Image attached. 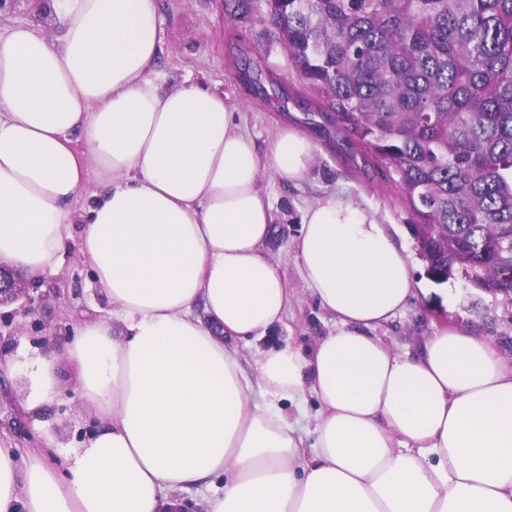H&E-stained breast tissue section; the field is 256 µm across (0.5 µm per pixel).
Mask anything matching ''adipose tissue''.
Returning <instances> with one entry per match:
<instances>
[{"mask_svg":"<svg viewBox=\"0 0 512 512\" xmlns=\"http://www.w3.org/2000/svg\"><path fill=\"white\" fill-rule=\"evenodd\" d=\"M50 7L52 31H0V261L35 282L79 236L112 314L66 350L98 429L64 473L0 442V512H179L175 492L217 477L206 512H512V367L448 325L413 355L375 335L417 287L377 211L333 194L305 208L296 257L338 327L245 370L240 344L292 295L262 251V176L304 180L316 137L283 125L262 147L223 94L167 88L158 0ZM93 169L101 188L76 213ZM310 392L308 454L281 404Z\"/></svg>","mask_w":512,"mask_h":512,"instance_id":"ef3b65f1","label":"adipose tissue"}]
</instances>
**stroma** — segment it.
Wrapping results in <instances>:
<instances>
[{
  "label": "stroma",
  "instance_id": "35a3bbf8",
  "mask_svg": "<svg viewBox=\"0 0 512 512\" xmlns=\"http://www.w3.org/2000/svg\"><path fill=\"white\" fill-rule=\"evenodd\" d=\"M163 53L159 67L170 87L185 78H201L233 106L238 119L258 143L270 140L283 118L319 130L324 151L299 185L275 183L263 175L269 194L275 233L264 250L285 272L293 293L288 317L273 334V342L291 341L309 352L322 336L336 328L334 319L305 288L295 252L303 209L333 193L362 207L376 209L401 234L419 279H426L413 226L416 222L394 172L378 169L370 152L350 142L327 122L316 96L304 87L290 62L285 44L272 37L260 11L231 15L224 0H159ZM70 241L58 269L31 286L27 298L0 308V437L20 452L46 448L58 468H65L72 449L97 425L83 405L66 349L76 328L104 316L91 272L77 257ZM447 300L420 295L410 306L376 330L393 351L414 353L432 334V327L449 322L463 331L495 342L512 366V298L475 287L462 273L446 283ZM54 360L60 389L56 403L41 414L24 411L31 375L41 361Z\"/></svg>",
  "mask_w": 512,
  "mask_h": 512
}]
</instances>
